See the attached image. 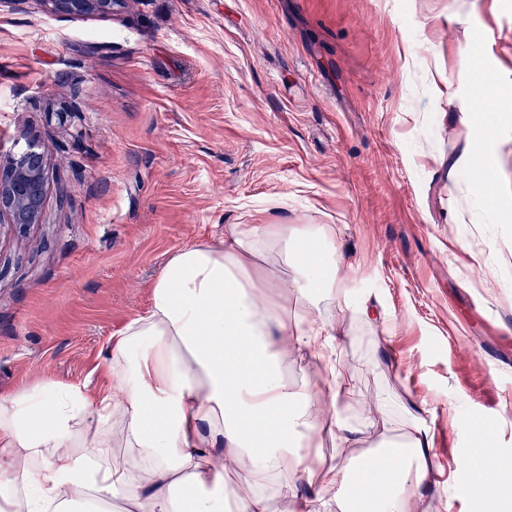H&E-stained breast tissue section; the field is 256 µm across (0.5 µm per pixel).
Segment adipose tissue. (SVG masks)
<instances>
[{
	"mask_svg": "<svg viewBox=\"0 0 512 512\" xmlns=\"http://www.w3.org/2000/svg\"><path fill=\"white\" fill-rule=\"evenodd\" d=\"M470 138L448 167L495 177ZM343 255L312 224H228L223 238L176 250L149 306L105 348L106 387L42 383L0 397V512H420L431 440L416 413L397 420L389 392L352 414L336 368L342 332L329 310ZM309 359L312 376L290 379ZM375 442L352 459L348 449ZM336 447L329 464L310 455ZM463 467L480 496L510 497L484 444ZM237 474L227 483L225 473Z\"/></svg>",
	"mask_w": 512,
	"mask_h": 512,
	"instance_id": "obj_1",
	"label": "adipose tissue"
}]
</instances>
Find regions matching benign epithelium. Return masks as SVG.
Masks as SVG:
<instances>
[{
    "label": "benign epithelium",
    "instance_id": "obj_1",
    "mask_svg": "<svg viewBox=\"0 0 512 512\" xmlns=\"http://www.w3.org/2000/svg\"><path fill=\"white\" fill-rule=\"evenodd\" d=\"M51 10L69 16H106L122 0H42ZM48 146L33 138L14 140L0 165V224L23 229L38 224L47 191Z\"/></svg>",
    "mask_w": 512,
    "mask_h": 512
}]
</instances>
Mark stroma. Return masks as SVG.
Here are the masks:
<instances>
[{
	"label": "stroma",
	"mask_w": 512,
	"mask_h": 512,
	"mask_svg": "<svg viewBox=\"0 0 512 512\" xmlns=\"http://www.w3.org/2000/svg\"><path fill=\"white\" fill-rule=\"evenodd\" d=\"M485 72L512 117V0H0V154L23 133L50 162L41 222L0 228V396L97 387L176 250L330 224L337 280L386 319L331 310L354 414L388 387L422 416L429 512H512L460 466L488 442L512 482V223L481 211L512 202V120L495 180L448 176ZM123 0H43L51 10L69 16L111 15Z\"/></svg>",
	"instance_id": "stroma-1"
}]
</instances>
